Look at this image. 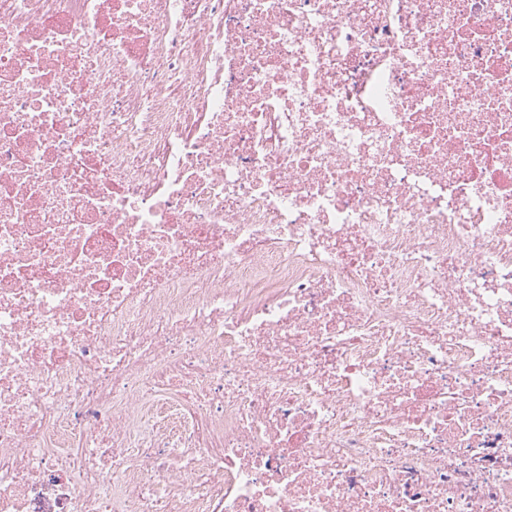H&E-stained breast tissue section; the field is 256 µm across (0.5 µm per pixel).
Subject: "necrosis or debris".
<instances>
[{
	"label": "necrosis or debris",
	"mask_w": 512,
	"mask_h": 512,
	"mask_svg": "<svg viewBox=\"0 0 512 512\" xmlns=\"http://www.w3.org/2000/svg\"><path fill=\"white\" fill-rule=\"evenodd\" d=\"M0 512H512V0H0Z\"/></svg>",
	"instance_id": "necrosis-or-debris-1"
}]
</instances>
